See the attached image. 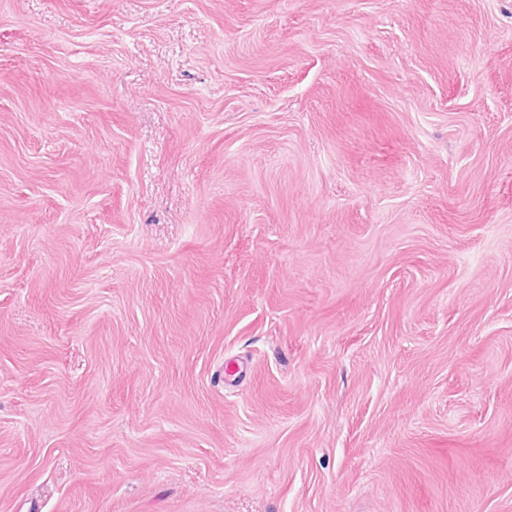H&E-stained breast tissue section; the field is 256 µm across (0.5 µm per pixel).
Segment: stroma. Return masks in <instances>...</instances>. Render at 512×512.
<instances>
[{"instance_id":"35a3bbf8","label":"stroma","mask_w":512,"mask_h":512,"mask_svg":"<svg viewBox=\"0 0 512 512\" xmlns=\"http://www.w3.org/2000/svg\"><path fill=\"white\" fill-rule=\"evenodd\" d=\"M0 512H512V0H0Z\"/></svg>"}]
</instances>
